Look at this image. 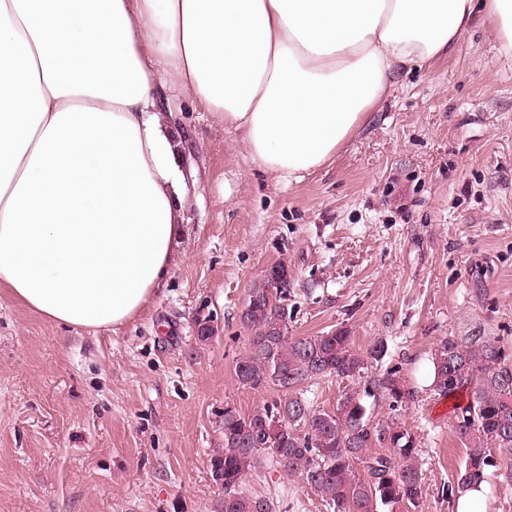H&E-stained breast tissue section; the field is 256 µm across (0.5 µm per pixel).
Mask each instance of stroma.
I'll use <instances>...</instances> for the list:
<instances>
[{"mask_svg":"<svg viewBox=\"0 0 512 512\" xmlns=\"http://www.w3.org/2000/svg\"><path fill=\"white\" fill-rule=\"evenodd\" d=\"M167 96L188 191L173 265L143 311L113 330L65 328L0 287V512H216L225 406L248 413L278 395L240 384L234 366L252 335L249 291L283 259L290 336L343 327L362 353L384 342L370 374L396 368L417 386V402L380 401L373 417L416 439L418 512H452L465 450L429 374L448 338L512 349V60L471 28L394 74L335 158L293 179L253 163L204 104ZM362 385L326 377L303 392L329 409ZM244 488L275 512H330L268 460Z\"/></svg>","mask_w":512,"mask_h":512,"instance_id":"stroma-1","label":"stroma"}]
</instances>
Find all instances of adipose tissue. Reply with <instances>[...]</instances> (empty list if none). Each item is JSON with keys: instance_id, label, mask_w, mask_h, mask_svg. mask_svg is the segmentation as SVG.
Returning <instances> with one entry per match:
<instances>
[{"instance_id": "ef3b65f1", "label": "adipose tissue", "mask_w": 512, "mask_h": 512, "mask_svg": "<svg viewBox=\"0 0 512 512\" xmlns=\"http://www.w3.org/2000/svg\"><path fill=\"white\" fill-rule=\"evenodd\" d=\"M479 25L511 58L512 0H0V286L72 328L153 297L186 186L166 82L292 176Z\"/></svg>"}]
</instances>
